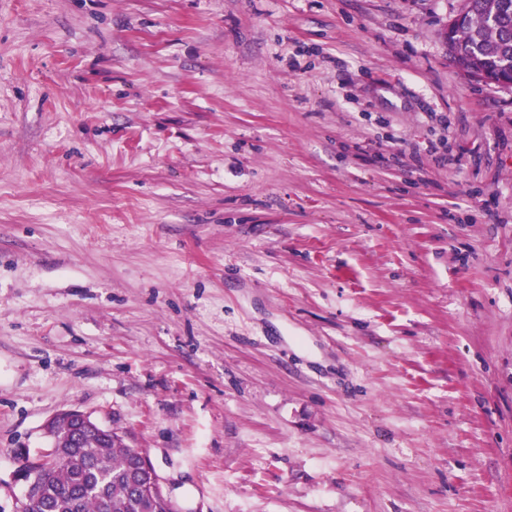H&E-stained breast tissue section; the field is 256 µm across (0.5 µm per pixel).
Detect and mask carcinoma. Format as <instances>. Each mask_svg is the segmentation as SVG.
<instances>
[{
    "instance_id": "carcinoma-1",
    "label": "carcinoma",
    "mask_w": 512,
    "mask_h": 512,
    "mask_svg": "<svg viewBox=\"0 0 512 512\" xmlns=\"http://www.w3.org/2000/svg\"><path fill=\"white\" fill-rule=\"evenodd\" d=\"M466 21L448 37V54L469 72L512 69V0H465ZM64 463L40 478L37 512H170V501L136 488L142 449L122 438L58 443Z\"/></svg>"
}]
</instances>
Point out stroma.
<instances>
[{"mask_svg": "<svg viewBox=\"0 0 512 512\" xmlns=\"http://www.w3.org/2000/svg\"><path fill=\"white\" fill-rule=\"evenodd\" d=\"M463 0H0V512L43 427L174 512H512V86ZM464 11L466 21L458 26ZM444 32L448 54L459 67L469 72L512 69V0H465L464 10ZM58 423H64L72 431L74 438L84 433L96 435H112V429L105 428L99 422L90 418L89 415L77 410H63L55 414L46 425L47 434L51 437L52 443L56 439L55 428Z\"/></svg>", "mask_w": 512, "mask_h": 512, "instance_id": "stroma-1", "label": "stroma"}]
</instances>
